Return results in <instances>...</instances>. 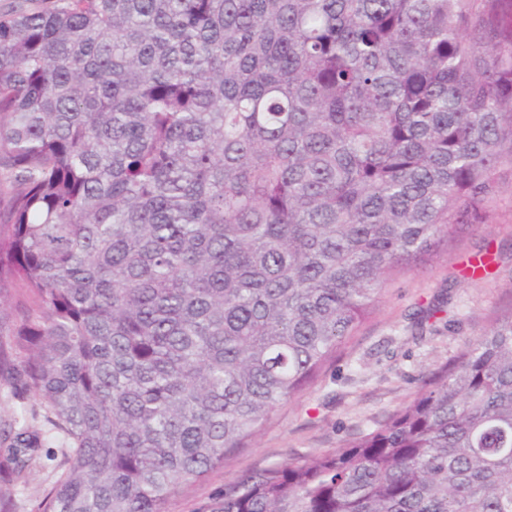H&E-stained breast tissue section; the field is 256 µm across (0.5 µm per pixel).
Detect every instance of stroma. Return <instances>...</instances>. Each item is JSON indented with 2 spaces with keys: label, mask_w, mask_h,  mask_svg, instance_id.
Returning a JSON list of instances; mask_svg holds the SVG:
<instances>
[{
  "label": "stroma",
  "mask_w": 512,
  "mask_h": 512,
  "mask_svg": "<svg viewBox=\"0 0 512 512\" xmlns=\"http://www.w3.org/2000/svg\"><path fill=\"white\" fill-rule=\"evenodd\" d=\"M496 182L492 223L431 266L396 279L319 379L281 405L249 447L171 498L166 512H198L216 491L246 472L337 448L352 435L376 428L420 391L429 372L448 363L496 313L511 307V164L497 169ZM479 250L495 261L487 271L474 273L469 257ZM442 300L445 310L422 320V310ZM55 467L46 458L36 463L15 489L17 512H33Z\"/></svg>",
  "instance_id": "1"
}]
</instances>
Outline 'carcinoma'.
<instances>
[{
    "mask_svg": "<svg viewBox=\"0 0 512 512\" xmlns=\"http://www.w3.org/2000/svg\"><path fill=\"white\" fill-rule=\"evenodd\" d=\"M0 11V512H165L314 383L394 278L490 222L512 0ZM199 512H512V306L376 429ZM60 460V455L55 460H49L44 453L42 458L31 470L26 483H21L15 488L16 512H33L32 508L54 479L55 467Z\"/></svg>",
    "mask_w": 512,
    "mask_h": 512,
    "instance_id": "carcinoma-1",
    "label": "carcinoma"
}]
</instances>
